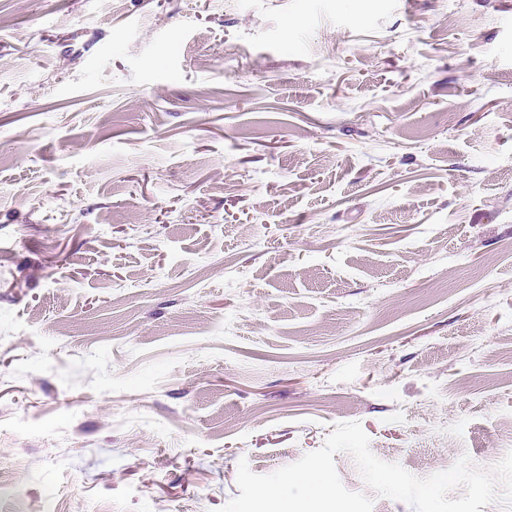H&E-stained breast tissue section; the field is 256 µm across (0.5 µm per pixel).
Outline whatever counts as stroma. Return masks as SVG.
Wrapping results in <instances>:
<instances>
[{"label": "stroma", "mask_w": 512, "mask_h": 512, "mask_svg": "<svg viewBox=\"0 0 512 512\" xmlns=\"http://www.w3.org/2000/svg\"><path fill=\"white\" fill-rule=\"evenodd\" d=\"M0 512H217L360 422L512 451V0H19Z\"/></svg>", "instance_id": "1"}]
</instances>
